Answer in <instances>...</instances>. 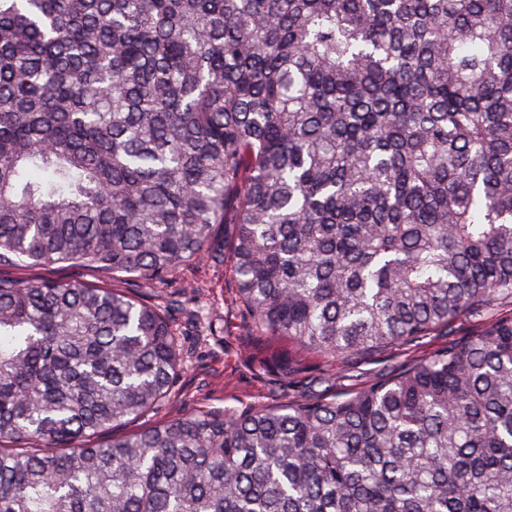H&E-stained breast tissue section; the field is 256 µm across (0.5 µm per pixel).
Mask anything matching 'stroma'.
Instances as JSON below:
<instances>
[{
  "instance_id": "obj_1",
  "label": "stroma",
  "mask_w": 512,
  "mask_h": 512,
  "mask_svg": "<svg viewBox=\"0 0 512 512\" xmlns=\"http://www.w3.org/2000/svg\"><path fill=\"white\" fill-rule=\"evenodd\" d=\"M6 275L59 281H81L93 286L123 289L165 308L182 338L184 370L171 396L160 406L125 425L133 432L188 413L208 411L235 414L251 408L274 406L311 394L310 381L323 378L330 391L357 389L385 377L408 361L427 356L448 339L459 340L476 332L481 322L460 316L450 337L431 336L421 343L400 346L374 360L357 363L331 361L305 351L284 338L256 345L237 298L232 259L221 264H189L178 267L162 281L147 285L134 277L112 278L68 263L34 267H9ZM288 349L305 366L303 373L284 378L254 357L260 349Z\"/></svg>"
}]
</instances>
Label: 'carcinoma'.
<instances>
[{"label":"carcinoma","instance_id":"obj_1","mask_svg":"<svg viewBox=\"0 0 512 512\" xmlns=\"http://www.w3.org/2000/svg\"><path fill=\"white\" fill-rule=\"evenodd\" d=\"M358 391L116 436L167 312L0 275V512H512V0H0V267L224 262ZM285 375L300 368L268 351Z\"/></svg>","mask_w":512,"mask_h":512}]
</instances>
